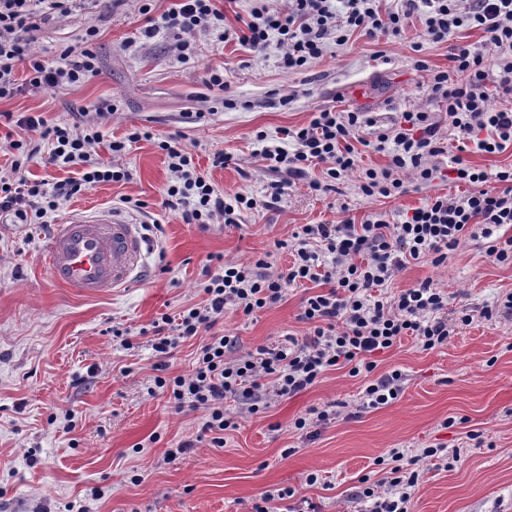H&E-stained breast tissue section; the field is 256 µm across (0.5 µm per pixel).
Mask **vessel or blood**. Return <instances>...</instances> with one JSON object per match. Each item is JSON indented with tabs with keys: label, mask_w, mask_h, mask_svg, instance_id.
<instances>
[{
	"label": "vessel or blood",
	"mask_w": 512,
	"mask_h": 512,
	"mask_svg": "<svg viewBox=\"0 0 512 512\" xmlns=\"http://www.w3.org/2000/svg\"><path fill=\"white\" fill-rule=\"evenodd\" d=\"M46 254L53 283L92 296L140 280L147 242L140 225L112 209L78 210L55 224Z\"/></svg>",
	"instance_id": "vessel-or-blood-1"
}]
</instances>
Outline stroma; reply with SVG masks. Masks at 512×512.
I'll list each match as a JSON object with an SVG mask.
<instances>
[{
  "instance_id": "obj_1",
  "label": "stroma",
  "mask_w": 512,
  "mask_h": 512,
  "mask_svg": "<svg viewBox=\"0 0 512 512\" xmlns=\"http://www.w3.org/2000/svg\"><path fill=\"white\" fill-rule=\"evenodd\" d=\"M138 8L137 0H75L69 15L40 23L34 45L50 59L60 48H80L86 29L96 27L99 73L76 86L26 90L0 101V167L12 161L6 145L19 132L15 117L37 112L59 123L109 100L117 111L102 124L100 155L134 127L158 139L174 136L221 192L259 199L278 175L257 156V134L277 138L282 128L308 125L326 107L371 112L382 124L405 111L434 110L427 75L415 63L448 67L447 45H420L417 16L395 39L350 33L345 44L329 45L294 73L281 68L277 45L258 53L222 41L216 29L193 37L195 54L184 63L166 28L150 39L140 36ZM210 66L223 68L225 91L207 88ZM226 97L235 108L223 107ZM440 134L448 153L431 185L368 198L353 177L320 195L298 180L277 208L244 212L237 226L186 224L165 209V154L155 141L133 144L119 160L127 180L83 189L50 216L56 222L78 209L107 207L144 225L151 244L145 276L92 298L50 281L41 248L46 225L0 218V512H68L73 505L87 512H249L265 492L284 487L294 495L277 501L278 512H299L305 503L315 512H365L360 478L389 475L378 457L393 448L411 457L430 445L460 452L461 459L445 467L421 464L411 512H512V311L502 306L512 292V265L493 261L480 240L451 254L447 266L412 262L388 283L386 292L394 295L432 279L448 295L449 318L462 310L472 317L446 346L424 351L406 337L379 355L377 374L404 376L388 405L359 409L364 377L331 370L263 413L244 415L225 447L214 448L200 434L199 412L175 411L148 393L160 363L172 375L190 371L199 340L181 342L166 358L141 330L158 314L175 316L203 303L198 283L208 256L245 262L268 252L276 267H285L292 255L283 243L302 225L358 224L372 212L394 222L427 196L467 194L470 185L454 179V156L489 172L512 165V147L461 153L453 129L441 127ZM217 152L232 155L233 164L212 167ZM136 199L146 209L131 208ZM311 292L307 282L252 315L227 310L213 331L237 337L241 355L303 335L298 314ZM488 308L489 319L483 316ZM116 327L131 348L113 337ZM330 404L338 415L317 435L294 429L297 417ZM186 441L191 449L165 462V452ZM312 472L319 481L311 486L305 477ZM96 488L101 498L92 497Z\"/></svg>"
}]
</instances>
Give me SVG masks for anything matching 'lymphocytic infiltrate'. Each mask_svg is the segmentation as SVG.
<instances>
[{"instance_id":"f902f5d3","label":"lymphocytic infiltrate","mask_w":512,"mask_h":512,"mask_svg":"<svg viewBox=\"0 0 512 512\" xmlns=\"http://www.w3.org/2000/svg\"><path fill=\"white\" fill-rule=\"evenodd\" d=\"M74 0H0V100L19 94L23 87L53 90L73 86L98 73L97 32L87 29L82 49L66 47L57 59H45L31 47V33L45 12H70ZM400 9L382 11L380 0H290L286 11L266 5L251 8L242 26L225 30L228 38L261 52L269 43L282 51V68L295 71L320 59L329 40L344 44L347 32L365 31L370 36H400L413 15L423 19L422 38L448 47L449 66L429 68V96L442 104L444 118L425 110L407 111L389 125L378 124L368 112H339L325 108L315 112L307 126L285 128L275 142L263 143L259 155L270 170L281 173L263 199L240 193H218L196 172L194 155L177 140L160 141L159 149L169 159L173 175L162 205L179 214L187 224L221 220L239 223L244 211L281 203L291 180L306 179L312 192H330L350 174H358V190L365 197H391L404 193V175H412L418 186L429 185L437 176L439 156L446 148L440 138L441 123L457 133L459 151L468 146L495 154L512 146V109L490 104L488 82H495L502 95H512V0H401ZM220 12L213 0H179L178 7L163 16L179 51H188V35L208 31ZM479 29L489 36L482 47L457 44L459 33ZM24 62L25 83L14 77V66ZM114 107L103 103L95 120L84 118L48 124L42 116L17 119L23 138L11 140L14 153L9 171L0 173V214L13 215L19 222L42 219L55 211L59 202L82 188L126 178L114 164L129 144L151 139L150 131L135 128L125 139L104 142L99 123ZM369 136L375 150L388 154L387 166L364 170L357 167L355 141ZM51 146L47 164L81 166L79 177L45 186L22 176L24 165L38 160L41 143ZM107 143L109 159L96 157L98 144ZM322 165V175L312 178L308 170ZM454 172L461 183L474 184V192L463 196L437 194L421 206L389 222L381 213L368 214L361 223L305 224L295 232L290 245L292 260L287 267L273 268L268 256L237 263L220 255L209 256L200 290L206 301L189 307L178 317L161 315L151 323L152 348L171 354L181 339L209 331L199 348L191 373L155 376L149 395L165 397L175 410H203L201 431L211 447L225 444L227 431L237 429L236 416L224 410L225 399L238 402L244 412L259 413L272 400L290 397L318 381L327 370L348 369L350 376H368L361 397L363 408L377 409L396 400L402 390L401 372L375 376V354L384 352L410 336L421 350L444 345L457 326L471 317L460 312L448 321V296L426 279L394 296L384 286L409 261L441 266L450 252L467 237L489 239L487 254L501 264H512V238L499 241L494 234L512 224V167L490 173L465 163ZM310 281L321 285L319 293L304 301L299 315L307 324L303 337L286 336L281 342L236 355L237 339L213 333L218 317L232 309L251 315L282 301L291 286ZM392 474L383 490L364 488L368 512H409L418 470L404 465V455L391 449L387 455Z\"/></svg>"}]
</instances>
